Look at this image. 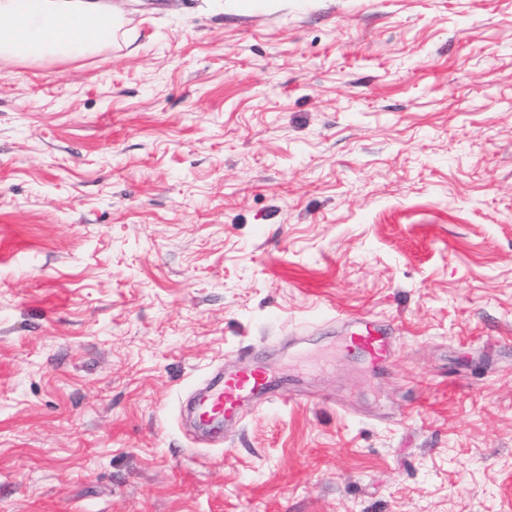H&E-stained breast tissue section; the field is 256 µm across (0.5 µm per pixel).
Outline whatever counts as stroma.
Here are the masks:
<instances>
[{"instance_id":"obj_1","label":"stroma","mask_w":512,"mask_h":512,"mask_svg":"<svg viewBox=\"0 0 512 512\" xmlns=\"http://www.w3.org/2000/svg\"><path fill=\"white\" fill-rule=\"evenodd\" d=\"M122 2L0 60V512H512V0ZM356 324V331L345 339V347L363 351L369 355L373 364L386 360L391 352L387 336H384L376 324L368 319L360 318ZM241 357H251L248 351ZM280 391L272 376L261 367L254 357L247 365L224 374L223 383L212 387L196 405V416L201 424L234 420L241 405L253 399H268Z\"/></svg>"}]
</instances>
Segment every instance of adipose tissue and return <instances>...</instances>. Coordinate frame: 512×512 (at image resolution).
<instances>
[{
  "label": "adipose tissue",
  "instance_id": "adipose-tissue-1",
  "mask_svg": "<svg viewBox=\"0 0 512 512\" xmlns=\"http://www.w3.org/2000/svg\"><path fill=\"white\" fill-rule=\"evenodd\" d=\"M123 24L110 0H0V57L74 59L115 39Z\"/></svg>",
  "mask_w": 512,
  "mask_h": 512
}]
</instances>
